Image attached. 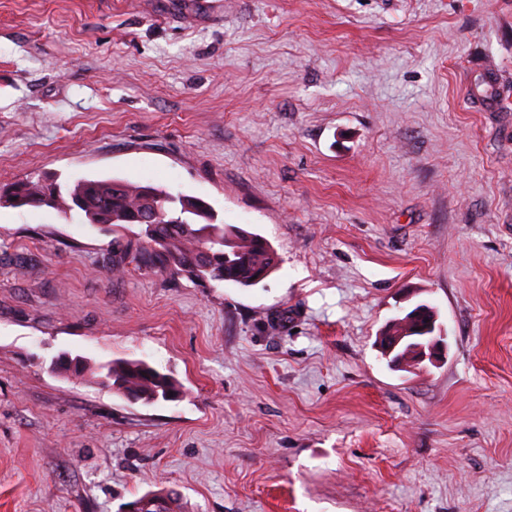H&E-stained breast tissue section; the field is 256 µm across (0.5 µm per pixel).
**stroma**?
I'll list each match as a JSON object with an SVG mask.
<instances>
[{
    "mask_svg": "<svg viewBox=\"0 0 512 512\" xmlns=\"http://www.w3.org/2000/svg\"><path fill=\"white\" fill-rule=\"evenodd\" d=\"M45 176L200 198L279 265L114 276L111 233L0 204V512H512V0H0V183ZM418 301L447 352L391 369ZM435 314H437V311L433 306L422 302L405 313L392 318L389 324L386 325V327L388 326L386 332L397 336L391 338L387 336L389 341H392V344L387 348L393 349L402 341L403 336H432L434 331L429 329V324ZM100 369L106 370L103 383L112 386L114 393L129 401V395L136 401L150 403L181 394L180 385L173 378L142 360L113 361L101 365ZM169 392H173V396H169Z\"/></svg>",
    "mask_w": 512,
    "mask_h": 512,
    "instance_id": "stroma-1",
    "label": "stroma"
}]
</instances>
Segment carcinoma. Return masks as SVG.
I'll list each match as a JSON object with an SVG mask.
<instances>
[{
	"label": "carcinoma",
	"mask_w": 512,
	"mask_h": 512,
	"mask_svg": "<svg viewBox=\"0 0 512 512\" xmlns=\"http://www.w3.org/2000/svg\"><path fill=\"white\" fill-rule=\"evenodd\" d=\"M0 200L14 207L48 206L86 223L123 229L135 243L120 249L112 272L121 273L127 258L139 266L171 279L187 278L205 287L226 283L252 287L276 268L278 257L261 236L233 224H217L201 199L173 194L166 189L119 180L78 179L61 183L51 177L28 179L0 186ZM168 214L169 224H145L142 218L154 210ZM435 308L422 302L389 321L386 332L397 336H431L429 324ZM60 372L75 378L88 370L82 358L55 363ZM103 383L114 393L145 403L170 399L181 393L180 385L142 360H118L103 364Z\"/></svg>",
	"instance_id": "cac0c4a2"
}]
</instances>
